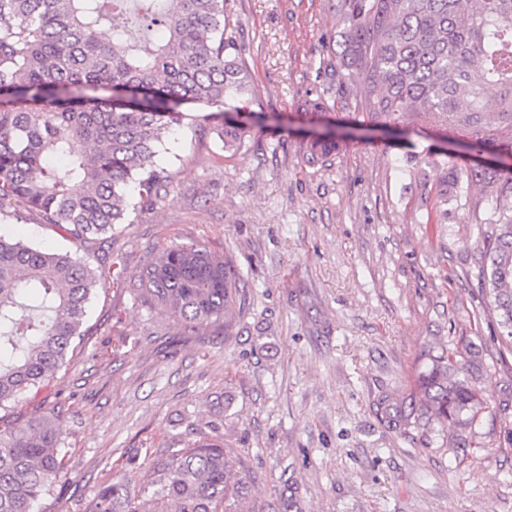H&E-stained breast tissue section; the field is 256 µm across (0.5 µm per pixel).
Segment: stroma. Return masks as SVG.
<instances>
[{"mask_svg": "<svg viewBox=\"0 0 512 512\" xmlns=\"http://www.w3.org/2000/svg\"><path fill=\"white\" fill-rule=\"evenodd\" d=\"M254 88L239 149L192 107L166 141L154 206L92 243L60 237L21 204L0 233L122 269L100 287L86 334L39 391L0 419L67 430L68 470L34 512H96L130 461L181 440L222 438L250 512H512V353L485 309L479 226L493 208L464 166L498 174L512 156L466 134L401 141L355 129L365 102L339 80L336 0H226ZM339 148L311 164L325 129ZM202 244L241 275L225 329L188 333L143 301L134 277L171 243ZM458 348L486 401L476 425L388 428L378 400L410 402L423 355Z\"/></svg>", "mask_w": 512, "mask_h": 512, "instance_id": "1", "label": "stroma"}]
</instances>
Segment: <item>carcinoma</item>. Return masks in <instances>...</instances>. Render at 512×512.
I'll return each mask as SVG.
<instances>
[{
  "label": "carcinoma",
  "mask_w": 512,
  "mask_h": 512,
  "mask_svg": "<svg viewBox=\"0 0 512 512\" xmlns=\"http://www.w3.org/2000/svg\"><path fill=\"white\" fill-rule=\"evenodd\" d=\"M343 56L359 75L369 124L399 136L460 131L512 152V0H338ZM112 27V41L97 35ZM479 71V78L473 71ZM252 94L228 33L224 0H0V210L19 202L64 237L99 238L124 223L129 191L150 205L169 182L159 163L188 105L224 110L219 137L240 147ZM337 147L309 142V160ZM462 171L495 198L512 178ZM478 276L488 286L502 342L512 351V212L490 216ZM68 252L0 235V409L46 384L83 335L91 297L111 276ZM140 296L185 329L226 326L240 277L200 244L172 243L137 276ZM415 380L417 408L380 399L388 426L414 412L446 427L485 410L462 378L457 348L428 352ZM65 432L38 416L0 424V512H33L66 469ZM138 479L100 492L98 512H243L246 475L215 440L166 448Z\"/></svg>",
  "instance_id": "1"
}]
</instances>
